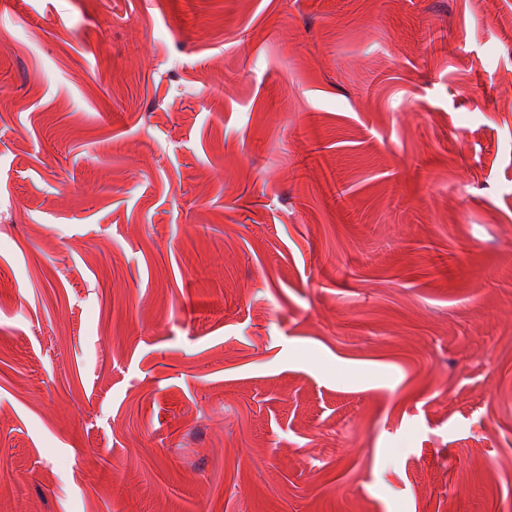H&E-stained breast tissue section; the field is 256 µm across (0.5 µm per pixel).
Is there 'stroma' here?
<instances>
[{"label": "stroma", "mask_w": 512, "mask_h": 512, "mask_svg": "<svg viewBox=\"0 0 512 512\" xmlns=\"http://www.w3.org/2000/svg\"><path fill=\"white\" fill-rule=\"evenodd\" d=\"M0 512H512V0H0Z\"/></svg>", "instance_id": "stroma-1"}]
</instances>
